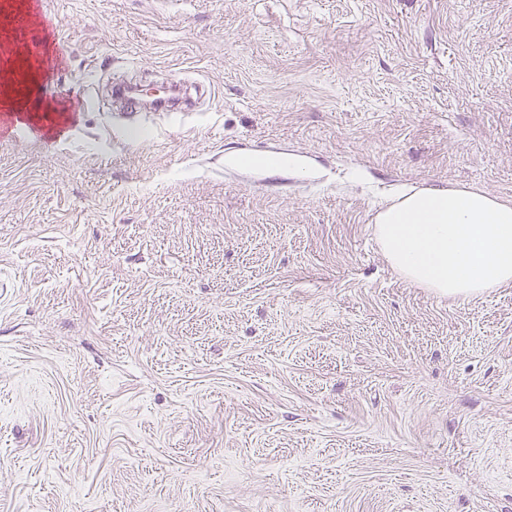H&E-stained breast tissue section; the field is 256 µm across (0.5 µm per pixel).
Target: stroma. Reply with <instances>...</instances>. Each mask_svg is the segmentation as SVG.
<instances>
[{"instance_id": "1", "label": "stroma", "mask_w": 512, "mask_h": 512, "mask_svg": "<svg viewBox=\"0 0 512 512\" xmlns=\"http://www.w3.org/2000/svg\"><path fill=\"white\" fill-rule=\"evenodd\" d=\"M0 135V512H512V282L402 277L401 184L512 202V0H44ZM205 86L116 125L111 81Z\"/></svg>"}]
</instances>
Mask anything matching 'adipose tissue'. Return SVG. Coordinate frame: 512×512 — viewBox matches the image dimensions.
<instances>
[{
  "label": "adipose tissue",
  "instance_id": "ef3b65f1",
  "mask_svg": "<svg viewBox=\"0 0 512 512\" xmlns=\"http://www.w3.org/2000/svg\"><path fill=\"white\" fill-rule=\"evenodd\" d=\"M375 233L390 264L437 295L465 299L512 281V202L485 192L401 186Z\"/></svg>",
  "mask_w": 512,
  "mask_h": 512
}]
</instances>
